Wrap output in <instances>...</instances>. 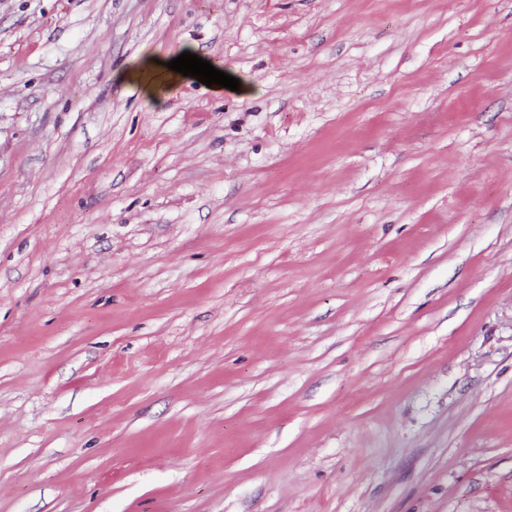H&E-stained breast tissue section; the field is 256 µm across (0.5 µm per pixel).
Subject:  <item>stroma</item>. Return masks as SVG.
<instances>
[{
	"mask_svg": "<svg viewBox=\"0 0 512 512\" xmlns=\"http://www.w3.org/2000/svg\"><path fill=\"white\" fill-rule=\"evenodd\" d=\"M0 512H512V0H0Z\"/></svg>",
	"mask_w": 512,
	"mask_h": 512,
	"instance_id": "obj_1",
	"label": "stroma"
}]
</instances>
